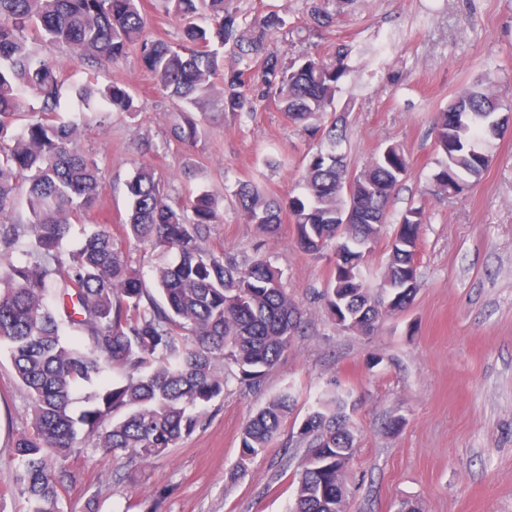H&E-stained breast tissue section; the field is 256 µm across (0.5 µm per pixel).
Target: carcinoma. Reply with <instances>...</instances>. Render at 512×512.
<instances>
[{
  "instance_id": "cac0c4a2",
  "label": "carcinoma",
  "mask_w": 512,
  "mask_h": 512,
  "mask_svg": "<svg viewBox=\"0 0 512 512\" xmlns=\"http://www.w3.org/2000/svg\"><path fill=\"white\" fill-rule=\"evenodd\" d=\"M161 11L183 24L172 44L152 38L138 0H0V345L9 354L20 389L29 400V428L13 443L14 486L25 512H61L60 494L73 483L66 461L90 439L112 459L147 464L190 436L200 424L195 409L224 393L218 365L233 363L241 380L261 383L303 324L304 312L288 295L282 272L266 259L239 265L207 248L218 202L207 191L171 203L155 170L142 162L127 182L125 239L174 256L152 270L153 287L132 267L123 242L99 225L75 250L63 242L71 223L93 208L103 184L97 162L76 145L77 127L56 123L61 112H131L134 101L118 83L74 86L61 93L51 61L24 36L30 26L47 41L70 49L81 66L110 65L135 51L142 66L175 100L182 122L172 137L192 143L193 113L255 112L269 101L294 124L330 143L337 121L316 123L333 103L347 75V49L325 58L288 57L269 48L275 37L322 31L335 14L315 3L310 25L286 26L276 11L258 13L240 25L226 0H158ZM231 45V65L224 47ZM40 100L43 119L8 135L21 116L25 95ZM504 111L492 81L457 93L435 118L440 159L434 186L449 194L470 185L490 164L478 152L485 120ZM407 173L403 148L390 143L348 184L350 173L334 150L309 157L303 194L270 200L249 184L235 196L247 222L270 238L281 213H291L297 247L317 258L338 238L334 267L323 300L336 317V289L352 296L342 320L367 336L381 319L379 297L370 293L360 268L387 223V206ZM25 192L28 222L12 214ZM353 213L343 228L336 215ZM424 214L411 208L396 232L420 240ZM409 257L396 246L384 280L395 292ZM88 407L70 412L76 392L88 386ZM293 397L269 400L241 432L239 469L269 447ZM346 400L316 403L302 421L307 446L296 468L293 512H336L346 494L354 436L344 422Z\"/></svg>"
}]
</instances>
